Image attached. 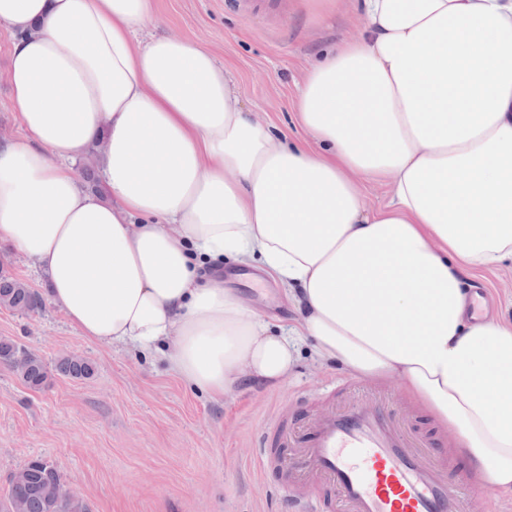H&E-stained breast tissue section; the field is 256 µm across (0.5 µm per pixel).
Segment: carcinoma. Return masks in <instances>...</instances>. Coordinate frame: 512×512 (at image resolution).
I'll list each match as a JSON object with an SVG mask.
<instances>
[{
	"mask_svg": "<svg viewBox=\"0 0 512 512\" xmlns=\"http://www.w3.org/2000/svg\"><path fill=\"white\" fill-rule=\"evenodd\" d=\"M0 307L38 313L44 307L43 298L11 274L0 271ZM0 367L15 374L28 388H44L57 372L72 378H84L92 373L84 359L64 356L51 369L39 356L9 338H0ZM30 477L25 484L8 483L0 495V512H89L88 504L69 491L58 469L44 458L26 463Z\"/></svg>",
	"mask_w": 512,
	"mask_h": 512,
	"instance_id": "1",
	"label": "carcinoma"
}]
</instances>
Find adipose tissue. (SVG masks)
Masks as SVG:
<instances>
[{"label": "adipose tissue", "mask_w": 512, "mask_h": 512, "mask_svg": "<svg viewBox=\"0 0 512 512\" xmlns=\"http://www.w3.org/2000/svg\"><path fill=\"white\" fill-rule=\"evenodd\" d=\"M152 0H0L21 136L0 143V242L88 340L172 343L220 400L297 361L399 379L472 475L512 493V317L474 316L512 266V0H361L359 36L312 62L295 143L231 70L138 30ZM98 148L106 194L72 166ZM387 184L380 205L363 184ZM257 265L298 305L274 325L209 261Z\"/></svg>", "instance_id": "ef3b65f1"}]
</instances>
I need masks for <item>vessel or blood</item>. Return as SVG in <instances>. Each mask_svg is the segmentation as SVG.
I'll return each instance as SVG.
<instances>
[{
  "mask_svg": "<svg viewBox=\"0 0 512 512\" xmlns=\"http://www.w3.org/2000/svg\"><path fill=\"white\" fill-rule=\"evenodd\" d=\"M385 402L329 410L304 425L277 412L259 439L261 470L278 466L289 486L309 480L336 492L340 512H458L445 462Z\"/></svg>",
  "mask_w": 512,
  "mask_h": 512,
  "instance_id": "1",
  "label": "vessel or blood"
}]
</instances>
